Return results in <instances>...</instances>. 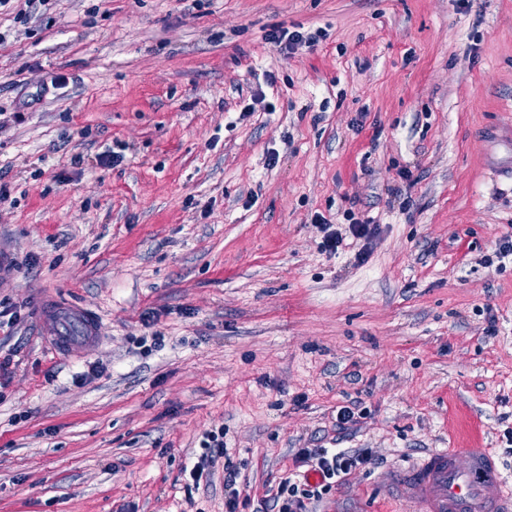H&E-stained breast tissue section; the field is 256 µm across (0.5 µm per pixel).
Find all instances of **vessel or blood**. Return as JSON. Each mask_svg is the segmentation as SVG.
Instances as JSON below:
<instances>
[{
    "instance_id": "1",
    "label": "vessel or blood",
    "mask_w": 512,
    "mask_h": 512,
    "mask_svg": "<svg viewBox=\"0 0 512 512\" xmlns=\"http://www.w3.org/2000/svg\"><path fill=\"white\" fill-rule=\"evenodd\" d=\"M41 324L49 346L65 355L96 334L93 316L60 301L43 307ZM390 479L395 488L409 489L418 512H512V489L487 448L472 452L463 464L456 449H436L393 470Z\"/></svg>"
}]
</instances>
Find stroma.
<instances>
[{
	"instance_id": "stroma-1",
	"label": "stroma",
	"mask_w": 512,
	"mask_h": 512,
	"mask_svg": "<svg viewBox=\"0 0 512 512\" xmlns=\"http://www.w3.org/2000/svg\"><path fill=\"white\" fill-rule=\"evenodd\" d=\"M0 32V254L36 261L0 274V512H225L230 463L261 512L320 446L375 462L312 512H406L387 474L433 448L512 484V0H51ZM50 296L97 318L78 354ZM41 324L49 346L63 355L78 352L96 335L95 317L65 302L50 301L42 307ZM201 448H203L204 451L199 456L198 460L189 470L187 467L184 469V475L187 477L188 481L184 487L188 495H192L193 489L194 491L199 490L201 486L208 489L211 485L212 480L209 467L213 458L227 455V446H224V431L218 435L212 432H206L204 434V440L201 441Z\"/></svg>"
}]
</instances>
